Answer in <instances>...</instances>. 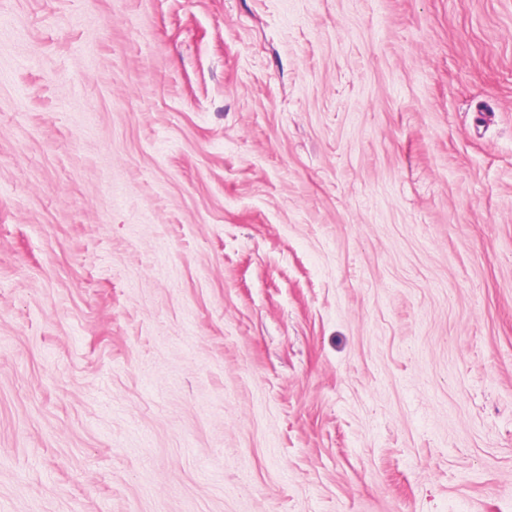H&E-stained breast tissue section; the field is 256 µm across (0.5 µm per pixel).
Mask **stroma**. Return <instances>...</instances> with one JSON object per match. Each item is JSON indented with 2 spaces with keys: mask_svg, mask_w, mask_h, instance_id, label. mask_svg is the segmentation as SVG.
<instances>
[{
  "mask_svg": "<svg viewBox=\"0 0 512 512\" xmlns=\"http://www.w3.org/2000/svg\"><path fill=\"white\" fill-rule=\"evenodd\" d=\"M0 512H512V0H0Z\"/></svg>",
  "mask_w": 512,
  "mask_h": 512,
  "instance_id": "stroma-1",
  "label": "stroma"
}]
</instances>
